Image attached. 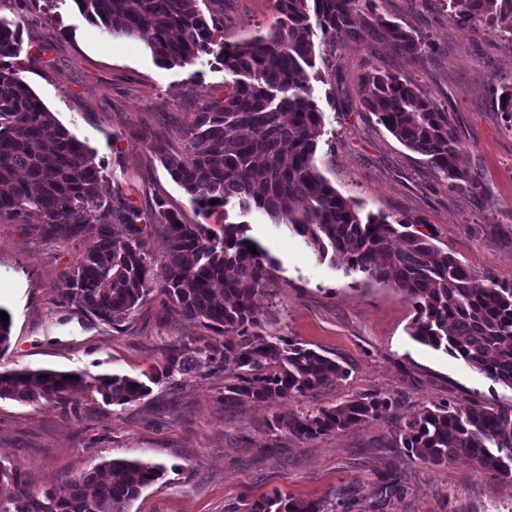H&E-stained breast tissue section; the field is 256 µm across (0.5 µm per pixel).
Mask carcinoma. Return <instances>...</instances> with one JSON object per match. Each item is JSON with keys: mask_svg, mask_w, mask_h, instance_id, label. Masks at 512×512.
Here are the masks:
<instances>
[{"mask_svg": "<svg viewBox=\"0 0 512 512\" xmlns=\"http://www.w3.org/2000/svg\"><path fill=\"white\" fill-rule=\"evenodd\" d=\"M75 2L102 34L143 42L164 67L212 55L233 76L224 104L195 114L182 152L155 146L198 209L231 201L245 212L256 209L302 238L319 258L344 264L346 275L392 283L414 310L415 341L512 388V285L480 279L408 220L361 215L315 162L323 112L310 87L314 29L333 52L347 42L382 44L413 61L428 48L417 29L383 19L376 0H276L279 17L267 33L228 45L215 15L200 10L198 0ZM439 2L450 23L484 25L512 37V0ZM21 50L18 29L0 18V216L24 219L44 243L63 234L90 242L57 287L62 303L117 326L157 289L168 312L198 322L208 334L167 344L143 380L1 371L0 400L44 401L66 412L76 397L97 393L122 406L148 396L159 378L220 371L228 357L234 373L218 397L226 408L312 398L345 380L348 371L336 360L291 338L259 332L258 304L270 296L276 266L245 236L247 225L228 223L217 233L184 223L180 212L161 202L146 212L118 188L104 192L87 144L57 122L11 62ZM366 81L367 110L397 141L445 178L476 184L463 168L464 145L450 112L396 74L374 67ZM116 222L127 234L115 233ZM157 227L165 237L158 261L145 250L147 230ZM394 405L390 397L372 395L284 412L273 417L271 430L316 437L378 419ZM400 447L433 466L465 460L478 473L512 484V406L448 401L425 408L405 423ZM166 472L160 464L112 458L72 479L59 495L51 484L34 492L0 464V512H125L141 489ZM246 512H349V506L273 492Z\"/></svg>", "mask_w": 512, "mask_h": 512, "instance_id": "carcinoma-1", "label": "carcinoma"}]
</instances>
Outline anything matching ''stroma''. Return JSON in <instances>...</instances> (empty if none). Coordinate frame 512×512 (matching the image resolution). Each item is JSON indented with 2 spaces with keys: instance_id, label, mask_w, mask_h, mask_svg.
Listing matches in <instances>:
<instances>
[{
  "instance_id": "35a3bbf8",
  "label": "stroma",
  "mask_w": 512,
  "mask_h": 512,
  "mask_svg": "<svg viewBox=\"0 0 512 512\" xmlns=\"http://www.w3.org/2000/svg\"><path fill=\"white\" fill-rule=\"evenodd\" d=\"M378 11L414 25L430 47L414 63L351 43L317 63L312 97L324 120L318 169L364 212L417 222L480 277L512 285V121L496 105L499 87L512 85V40L449 23L439 0H379ZM277 17L275 0H224V41L266 32ZM0 18L20 31L23 79L94 151L106 187L121 188L144 210L164 202L186 223L214 231L226 221L245 223L278 261L273 297L259 314L264 335L297 338L349 370L337 386L300 401L301 409L373 393L396 402L379 419L306 439L271 431L274 415L288 408L283 401L224 408L220 372L161 381L124 406L81 396L67 414L46 403L0 400V464L33 489L51 483L60 492L68 478L110 458L165 465V484L143 488L127 512H243L274 491L295 500L346 497L351 512H512V485L464 461L427 464L399 446L401 428L423 408L445 401L511 406L512 388L413 340L414 311L393 286L345 275L259 212L233 203L200 211L152 151L157 141L183 150L196 112L224 100L230 76L223 66L207 57L162 68L142 43L99 36L74 0H0ZM374 67L414 82L448 109L476 184L435 174L365 111L364 77ZM84 250L65 237L42 243L26 221L0 217V309L10 322L0 371L139 378L161 347L202 334L198 323L169 315L157 292L117 326L62 304L57 286ZM385 471L403 494H378Z\"/></svg>"
}]
</instances>
